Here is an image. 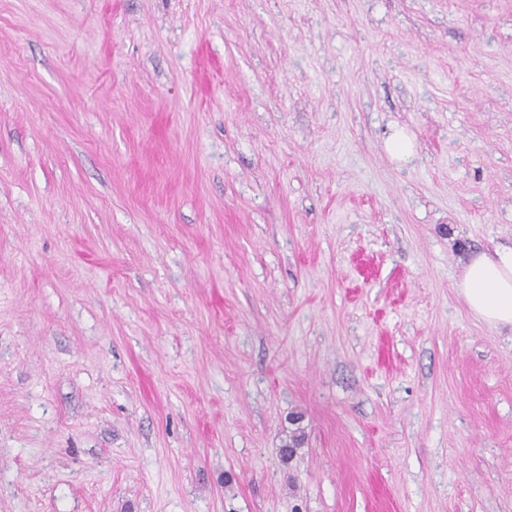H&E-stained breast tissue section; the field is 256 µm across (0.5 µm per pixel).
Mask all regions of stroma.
<instances>
[{
  "instance_id": "35a3bbf8",
  "label": "stroma",
  "mask_w": 512,
  "mask_h": 512,
  "mask_svg": "<svg viewBox=\"0 0 512 512\" xmlns=\"http://www.w3.org/2000/svg\"><path fill=\"white\" fill-rule=\"evenodd\" d=\"M499 245L512 0H0V512H512ZM460 292L477 319L494 327L512 325V246L473 256L465 267Z\"/></svg>"
}]
</instances>
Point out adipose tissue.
<instances>
[{
    "label": "adipose tissue",
    "instance_id": "ef3b65f1",
    "mask_svg": "<svg viewBox=\"0 0 512 512\" xmlns=\"http://www.w3.org/2000/svg\"><path fill=\"white\" fill-rule=\"evenodd\" d=\"M460 292L469 311L491 325H512V246L473 256L465 267Z\"/></svg>",
    "mask_w": 512,
    "mask_h": 512
}]
</instances>
